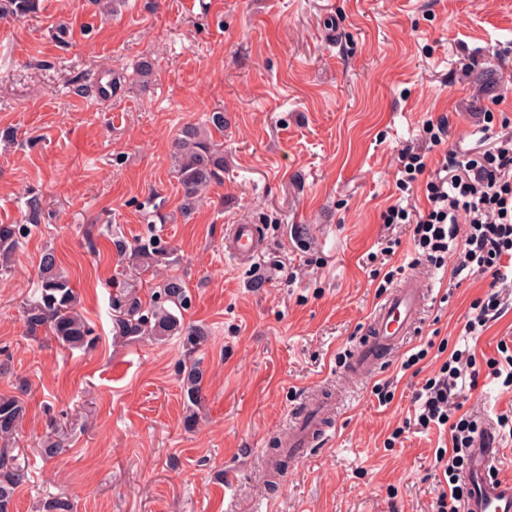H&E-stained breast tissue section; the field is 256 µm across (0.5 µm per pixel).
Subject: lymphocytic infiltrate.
Masks as SVG:
<instances>
[{"mask_svg":"<svg viewBox=\"0 0 512 512\" xmlns=\"http://www.w3.org/2000/svg\"><path fill=\"white\" fill-rule=\"evenodd\" d=\"M424 132L429 144L442 147L443 153L432 163L425 152L402 149L399 184L407 195L382 218L387 224L408 225L415 248L448 268L451 278L489 276L488 291L464 326L466 335L478 336L512 307V277L505 270L506 262H512V135L500 136L483 151L465 154L446 148L445 118L427 122ZM420 181L425 184L422 206L409 194ZM479 374L474 351L452 350L415 396L418 426L443 428L452 442L451 450L435 452L433 469L445 483L435 512H461L467 494L461 474L478 426L461 412L458 383L477 381Z\"/></svg>","mask_w":512,"mask_h":512,"instance_id":"obj_1","label":"lymphocytic infiltrate"}]
</instances>
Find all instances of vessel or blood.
I'll list each match as a JSON object with an SVG mask.
<instances>
[{"instance_id":"b4317fda","label":"vessel or blood","mask_w":512,"mask_h":512,"mask_svg":"<svg viewBox=\"0 0 512 512\" xmlns=\"http://www.w3.org/2000/svg\"><path fill=\"white\" fill-rule=\"evenodd\" d=\"M262 249L260 225L242 221L231 225L224 238V251L235 260L253 261ZM429 277L420 271L406 276L370 313L360 340L345 358L342 374L356 385L376 377L383 360L397 359L415 335L430 301ZM340 402L321 392L306 396L301 414L288 427L282 451L289 463L303 459L334 422ZM501 450L493 424H485L469 450L465 481L470 494L462 512H512V477L492 475Z\"/></svg>"}]
</instances>
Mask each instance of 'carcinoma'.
I'll return each mask as SVG.
<instances>
[{"label": "carcinoma", "instance_id": "cac0c4a2", "mask_svg": "<svg viewBox=\"0 0 512 512\" xmlns=\"http://www.w3.org/2000/svg\"><path fill=\"white\" fill-rule=\"evenodd\" d=\"M39 0H0V15L17 18L34 17ZM174 171L182 193L181 208L189 213L200 202L205 192L224 179V152L218 150L207 132L199 126L181 129L173 141ZM26 221L40 223L42 199L32 194L26 199ZM25 227L21 224H0V270L11 267ZM119 252L129 260L132 268L147 272L159 262L170 259L171 252L157 235L127 246L115 243ZM38 297L24 310L26 333L37 337L44 332L67 349L93 350L98 337L78 309V293L70 285L55 252L47 249L39 262ZM192 305V294L182 277L171 274L152 288L149 300L144 302L132 288H118L111 298L113 336L123 342H135L148 337L164 342L171 337L183 338V346L192 352L208 339V332L198 326L184 324V313ZM184 397L188 404L201 400L202 370L192 362L181 368ZM26 414L24 401L15 395H0V440L8 443L18 433ZM16 457L8 449L0 448V512H11L18 487L22 484L24 467L14 463Z\"/></svg>", "mask_w": 512, "mask_h": 512}]
</instances>
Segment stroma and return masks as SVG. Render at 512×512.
I'll use <instances>...</instances> for the list:
<instances>
[{
  "mask_svg": "<svg viewBox=\"0 0 512 512\" xmlns=\"http://www.w3.org/2000/svg\"><path fill=\"white\" fill-rule=\"evenodd\" d=\"M37 17L0 18V224L25 220L28 193L43 217L0 271V394L26 416L12 444L27 473L13 512L63 497L73 512H432L431 464L448 441L413 425L426 377L463 343L488 278L457 282L427 263L430 310L409 353L416 370L385 363L332 424L324 446L260 481L243 448H275L304 394L329 383L383 297L385 273H415L397 203L398 154L427 149L424 125L446 117L448 147L512 133V0H40ZM67 27L66 43L55 40ZM150 57L149 77L135 73ZM117 75L100 99L90 88ZM223 111L224 180L191 218L180 211L172 141ZM494 121L483 126V113ZM161 203L164 222L148 217ZM255 219L266 247L247 268L224 254L228 225ZM158 232L175 266L131 275L112 245ZM390 266L370 262L388 241ZM54 249L95 350L25 333L23 307ZM180 275L193 296L186 322L208 340L112 339L110 295L147 296ZM262 287H255V280ZM200 359L202 398L188 408L178 365ZM389 384L392 400L375 390ZM197 422L186 427L188 411ZM477 424L512 418V389L480 377L463 405ZM61 426L63 447L38 443ZM395 446H388L390 435ZM237 471L234 495L224 471Z\"/></svg>",
  "mask_w": 512,
  "mask_h": 512,
  "instance_id": "stroma-1",
  "label": "stroma"
}]
</instances>
